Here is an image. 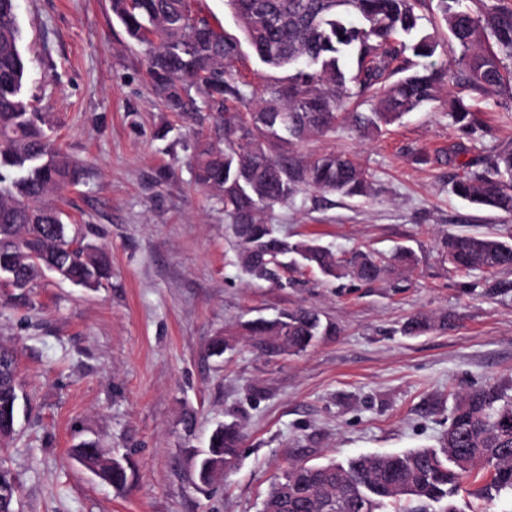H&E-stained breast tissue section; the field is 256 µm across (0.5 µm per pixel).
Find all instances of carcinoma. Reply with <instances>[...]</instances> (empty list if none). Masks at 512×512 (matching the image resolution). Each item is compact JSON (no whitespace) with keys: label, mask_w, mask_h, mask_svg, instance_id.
<instances>
[{"label":"carcinoma","mask_w":512,"mask_h":512,"mask_svg":"<svg viewBox=\"0 0 512 512\" xmlns=\"http://www.w3.org/2000/svg\"><path fill=\"white\" fill-rule=\"evenodd\" d=\"M422 0H224L240 35L217 30L193 15L189 0H112V13L129 38L144 47L156 94L172 112L194 105L195 120L217 116L223 133L199 137L193 162L197 183L220 192L232 221L239 264L252 281L279 285L281 264L337 276L346 267L358 281L381 280L388 266L376 255L355 253L347 265L316 240L290 242L260 213L312 189L348 198L371 195L361 163L330 151L307 161L294 144L336 128L350 102H368L354 124L378 131L436 100L456 85L487 99H512V7L469 0H439L442 27L462 66L451 72L430 62L441 45L438 27L427 30L416 8ZM17 0H0V282L13 288L11 303H31L30 288L44 273L88 289L110 276L106 252L68 233L52 195L77 180L75 162L42 127L24 92ZM247 45L266 69L284 74L262 94L233 73ZM425 60L411 63L406 52ZM196 97H191L190 92ZM252 103L240 112L236 103ZM449 116L463 129L475 126L476 109L462 96L449 99ZM460 198L512 214V146L493 150L485 166L453 183ZM441 253L461 271L512 267V241L490 233L455 234ZM446 325L443 318L416 315V336ZM273 353H304L330 332L312 308L298 307L262 323L244 324ZM18 353L0 347V421L15 411ZM243 434L235 423L213 431L195 462L199 483L237 467ZM116 489L128 485L124 455L106 453L95 441L73 449ZM490 475L482 493H512V401L487 385L463 396L437 448L385 455L361 454L344 462L288 466L261 502L260 512H461L455 496L469 477ZM0 483V512H19V499Z\"/></svg>","instance_id":"obj_1"}]
</instances>
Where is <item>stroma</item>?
Wrapping results in <instances>:
<instances>
[{
    "mask_svg": "<svg viewBox=\"0 0 512 512\" xmlns=\"http://www.w3.org/2000/svg\"><path fill=\"white\" fill-rule=\"evenodd\" d=\"M17 14L24 93L79 166L61 208L112 266L91 290L47 274L30 307L8 305L0 284V345L17 348L28 396L0 450L20 512H259L290 463L435 447L462 394L495 383L512 396V269L465 274L440 254L450 234L512 235V217L451 190L512 142L511 99L482 106L471 133L443 96L378 134L347 120L298 143L304 158L355 156L372 194L307 190L263 223L342 261L405 246L416 262L373 284L311 269L253 284L223 204L190 163L196 131L215 124L164 107L111 0H18ZM299 306L333 328L304 354L265 353L243 328ZM418 313L447 325L405 335ZM229 333L234 348L211 354ZM232 421L244 434L237 468L199 484L194 455ZM84 441L128 456L125 489L73 459Z\"/></svg>",
    "mask_w": 512,
    "mask_h": 512,
    "instance_id": "stroma-1",
    "label": "stroma"
}]
</instances>
